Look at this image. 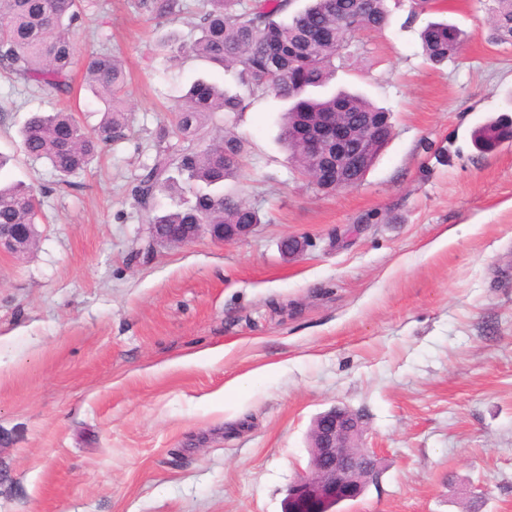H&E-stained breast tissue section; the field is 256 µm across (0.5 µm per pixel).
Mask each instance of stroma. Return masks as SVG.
<instances>
[{"label":"stroma","instance_id":"stroma-1","mask_svg":"<svg viewBox=\"0 0 512 512\" xmlns=\"http://www.w3.org/2000/svg\"><path fill=\"white\" fill-rule=\"evenodd\" d=\"M100 3L70 37L124 61L130 126L69 185L21 149L56 96L0 75V180L33 184L44 213L33 252L0 254V512H284L336 405L367 425L380 477L335 512H512V139H472L512 122L495 0H388L389 26L335 60L330 90L364 92L393 125L356 187L296 172L278 100L209 119L245 140L230 187L262 222L178 247L149 245L132 190L186 87L233 80L156 54L169 35L191 44L194 16ZM434 21L464 35L441 66L420 48ZM287 237L303 252L284 255ZM502 127L504 126L496 121L485 123L474 132V142L483 150L492 149L499 144L500 141L508 139V137L502 136L500 132Z\"/></svg>","mask_w":512,"mask_h":512}]
</instances>
